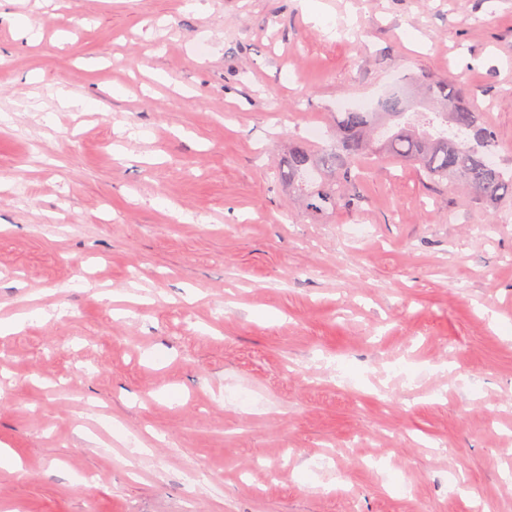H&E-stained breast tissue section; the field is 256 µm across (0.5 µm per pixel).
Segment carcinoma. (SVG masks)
Returning a JSON list of instances; mask_svg holds the SVG:
<instances>
[{
	"label": "carcinoma",
	"instance_id": "obj_1",
	"mask_svg": "<svg viewBox=\"0 0 512 512\" xmlns=\"http://www.w3.org/2000/svg\"><path fill=\"white\" fill-rule=\"evenodd\" d=\"M412 99L391 93L379 112H338L331 144L311 151L300 144L276 178L304 192L306 206L319 211L353 208L359 161L373 149L417 167L434 183L457 182L477 203H498L512 194V176L487 155L499 144L486 125L448 83L428 77Z\"/></svg>",
	"mask_w": 512,
	"mask_h": 512
}]
</instances>
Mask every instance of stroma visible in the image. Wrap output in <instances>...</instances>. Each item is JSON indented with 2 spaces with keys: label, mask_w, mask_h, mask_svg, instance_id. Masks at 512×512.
Instances as JSON below:
<instances>
[{
  "label": "stroma",
  "mask_w": 512,
  "mask_h": 512,
  "mask_svg": "<svg viewBox=\"0 0 512 512\" xmlns=\"http://www.w3.org/2000/svg\"><path fill=\"white\" fill-rule=\"evenodd\" d=\"M428 74L512 167V0H0V512H512V196L274 176Z\"/></svg>",
  "instance_id": "obj_1"
}]
</instances>
